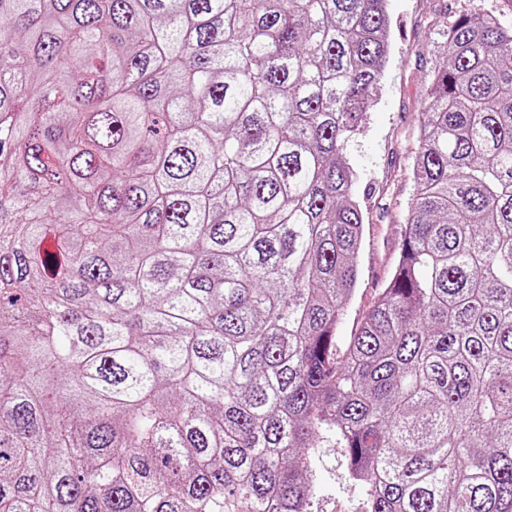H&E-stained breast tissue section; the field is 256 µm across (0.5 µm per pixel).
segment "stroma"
<instances>
[{
    "label": "stroma",
    "mask_w": 512,
    "mask_h": 512,
    "mask_svg": "<svg viewBox=\"0 0 512 512\" xmlns=\"http://www.w3.org/2000/svg\"><path fill=\"white\" fill-rule=\"evenodd\" d=\"M476 9L512 27V0H388L390 55L375 104L347 150L365 224L358 281L336 330L339 344L353 336L397 265L415 192L419 112L433 71L446 55L445 26ZM308 460L316 476L313 512H361L364 494L348 482L341 449L319 448Z\"/></svg>",
    "instance_id": "35a3bbf8"
}]
</instances>
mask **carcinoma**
Instances as JSON below:
<instances>
[{"mask_svg": "<svg viewBox=\"0 0 512 512\" xmlns=\"http://www.w3.org/2000/svg\"><path fill=\"white\" fill-rule=\"evenodd\" d=\"M387 0H0V512H512V27L447 26L349 343ZM342 448H317L308 461L316 476L314 512H361L364 494L345 473Z\"/></svg>", "mask_w": 512, "mask_h": 512, "instance_id": "obj_1", "label": "carcinoma"}]
</instances>
